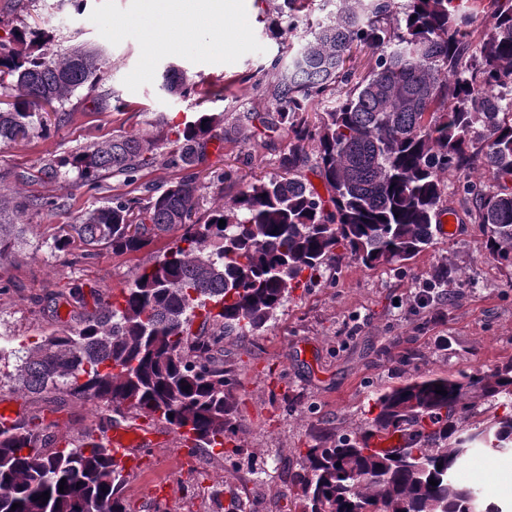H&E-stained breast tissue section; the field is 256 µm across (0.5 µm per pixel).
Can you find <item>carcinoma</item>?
Wrapping results in <instances>:
<instances>
[{
    "mask_svg": "<svg viewBox=\"0 0 512 512\" xmlns=\"http://www.w3.org/2000/svg\"><path fill=\"white\" fill-rule=\"evenodd\" d=\"M464 2L340 0L336 12L295 34L298 46L281 41L280 54L255 71L279 72L273 84L254 82L271 110L244 112L232 124L222 112H200L177 131L169 155L189 169L231 135L266 139L284 130L281 174L242 185L231 206L202 216L194 172L139 210L114 187L78 223L61 225L53 245L62 251L131 253L162 234L178 236L138 269L123 303L83 314L33 349L0 341V383L103 401L121 417L157 418L190 433L197 447H222L239 430L224 337L260 335L291 289L318 281L338 247L367 268L405 266L426 251L447 209L443 173L456 177L459 204L483 227L485 249L512 265V6L494 13L493 32L475 44L474 11ZM354 49L376 55L360 75L346 66ZM102 68L98 50H58L36 26L0 36V88L20 90L0 106V148L48 136L46 108L55 124L67 121L71 96L97 91ZM162 87L196 92L176 72ZM311 141L325 197L303 176ZM158 147L149 132L120 133L50 159L40 172L72 173L76 184L100 190L109 176L134 180ZM478 170L494 184L472 178ZM40 206L0 192V261L27 244L20 218ZM456 281L442 264L429 287L450 291ZM485 403L502 412L479 416ZM375 408L350 433L312 436L292 479L301 512H361L379 503L384 512H503L454 473L476 448H512V359L489 371L407 381L382 393ZM392 437L389 448L371 445ZM43 441L33 417L0 420V512H127L124 465L111 448L91 437L47 453Z\"/></svg>",
    "mask_w": 512,
    "mask_h": 512,
    "instance_id": "1",
    "label": "carcinoma"
}]
</instances>
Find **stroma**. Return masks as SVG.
I'll list each match as a JSON object with an SVG mask.
<instances>
[{"label":"stroma","instance_id":"1","mask_svg":"<svg viewBox=\"0 0 512 512\" xmlns=\"http://www.w3.org/2000/svg\"><path fill=\"white\" fill-rule=\"evenodd\" d=\"M281 0H238L225 9L224 27L211 32L196 13L195 0H174L164 20L143 0H36L21 12L15 0H0V36L26 18L50 31L60 47L101 50L102 90L119 98L124 111L81 90L72 96L69 122L49 136L22 140L0 150V187L18 199L42 206L22 216L27 244L0 263V336L35 344L69 326L72 316L94 310L97 302H119L140 267L153 263L169 243L161 236L135 253L101 248L85 256L82 248L55 250L58 225L73 223L99 198L73 177H43L44 161L112 135L153 131L160 140L153 166L135 180L108 178L126 198L146 206L150 197L181 180L185 172L169 164L175 123L197 112H264L269 108L251 79L258 65L281 50L277 28L288 25ZM195 83L184 98L161 90L167 69ZM288 150L285 132L267 140L225 141L197 166L202 211L231 205L235 185L279 172ZM480 225L461 219L453 237L436 238L407 267H364L337 249L320 282L290 290L288 299L257 336L224 340V364L235 374L232 389L240 430L234 448L200 447L167 423L132 415L125 425L151 432V442L131 448L121 496L128 512H230L238 502L246 512H301L290 492V478L316 434L354 431L369 416L377 395L405 380L432 373L454 375L488 370L512 358V266L494 261L483 249ZM448 264L458 272L455 301L442 305V318L415 303L434 268ZM415 359L405 362V351ZM19 415L39 417L47 452L66 431L69 446L99 431L112 414L98 401L60 394L0 391ZM512 474V450L479 448L456 473L503 508L497 475ZM221 491L213 499V491Z\"/></svg>","mask_w":512,"mask_h":512}]
</instances>
